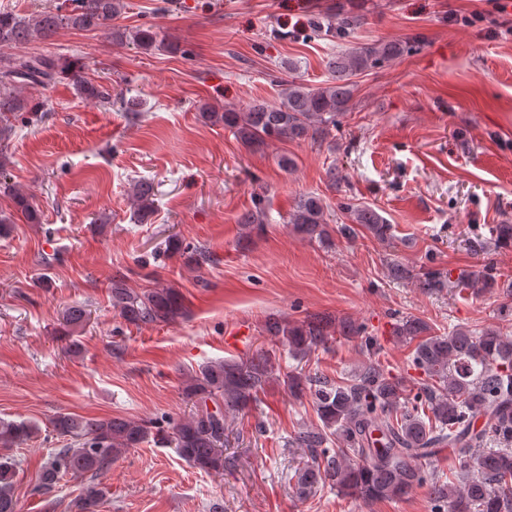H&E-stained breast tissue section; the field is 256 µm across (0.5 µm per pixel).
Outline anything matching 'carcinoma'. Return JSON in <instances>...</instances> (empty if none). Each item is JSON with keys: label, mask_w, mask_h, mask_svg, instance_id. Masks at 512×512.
<instances>
[{"label": "carcinoma", "mask_w": 512, "mask_h": 512, "mask_svg": "<svg viewBox=\"0 0 512 512\" xmlns=\"http://www.w3.org/2000/svg\"><path fill=\"white\" fill-rule=\"evenodd\" d=\"M125 0H65L33 16L0 10V189L9 195L18 214L28 224L41 223V214L28 197L7 181L9 157L4 142L13 129L12 120L28 113L34 117L40 104L22 95L25 87L46 89L67 79L86 98L97 100L104 110L117 108L139 116V103L122 94L89 82L77 62L53 54H13L11 50L35 40H48L59 29L100 30L114 42L129 40L149 51L160 43L154 27L129 30L117 20L125 13ZM363 20L353 12L316 22L332 37L343 40ZM415 41L390 40L371 46H353L339 51L328 64L334 81L311 88L291 72L277 78L283 86L282 101L269 105L254 100L243 107L219 111L205 105L201 112L213 123H222L247 146L275 142L309 141L322 144L333 138L340 117L349 111L351 77L396 60L412 52ZM133 216L144 224L156 210L154 184L133 181L130 190ZM352 224L339 233L356 235V227L374 238L392 236V225L374 208H348ZM265 199L254 196L253 207L239 223L249 232H260L266 224ZM293 229L324 247L332 246L321 200L307 196L288 215ZM165 251L184 258L196 270L211 261L202 247H185L180 239L165 241ZM395 279H413L428 290L449 288L479 294L498 287L495 275L480 271L455 280L439 271L416 272L405 265L389 267ZM112 307L129 325L169 324L186 312L184 297L173 285L137 291L123 276L112 279ZM90 313L73 305L63 314L65 329L80 327ZM264 331L285 343L289 352L302 358L327 349L335 335L372 340L364 329L347 320L315 317L300 322L270 318ZM392 336L401 343L418 340L412 364L424 378L415 388L392 377L379 365H366L354 378L332 381L318 375L288 372L283 385L298 397L309 391L318 423L301 429L292 445L301 449L304 461L295 470L296 493L308 497L318 485H327L343 496L367 500L401 497L418 486H429L434 512H512V336L490 328L478 336L456 329L435 336L431 326L419 318L396 322ZM276 357L268 351L246 361L224 360L190 374L183 393L192 403L188 416L163 427L153 421L125 418L94 419L59 413L51 420L53 431L69 438L71 446L58 448L42 468L34 493H52L64 477L85 476L87 483L74 503L75 512H97L106 497L101 477L130 448L151 437L171 444L192 467L205 473L224 474L236 467V459L224 455L229 419L250 409L273 378ZM39 431L21 420L0 419V447L9 450ZM443 448H455L465 458L463 481L444 482L428 464ZM17 462L0 454V512H16L13 477Z\"/></svg>", "instance_id": "1"}]
</instances>
